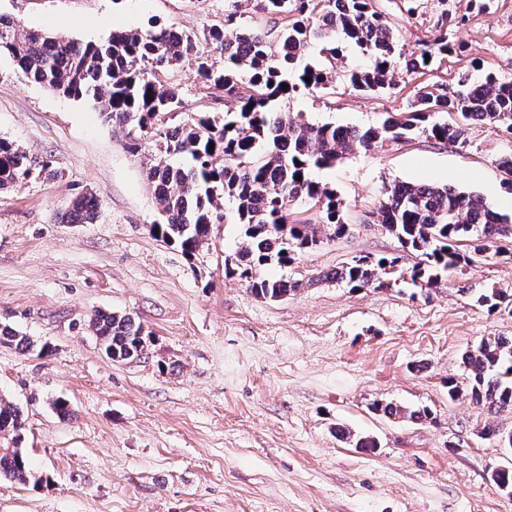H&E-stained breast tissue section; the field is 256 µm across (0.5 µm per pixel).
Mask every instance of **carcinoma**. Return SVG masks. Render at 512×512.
Returning a JSON list of instances; mask_svg holds the SVG:
<instances>
[{
    "instance_id": "cac0c4a2",
    "label": "carcinoma",
    "mask_w": 512,
    "mask_h": 512,
    "mask_svg": "<svg viewBox=\"0 0 512 512\" xmlns=\"http://www.w3.org/2000/svg\"><path fill=\"white\" fill-rule=\"evenodd\" d=\"M258 9L271 26H244L237 11L224 13V25L199 36L157 21L141 30L114 31L100 44L25 30L0 13V55L9 56L14 71L52 92L92 103L104 120L124 133L133 155L150 152L147 177L154 188L160 219L153 231L181 252L194 256L208 240L214 224H240L243 242L225 271L265 300L282 298L299 283L263 277L267 266L286 267L295 255L317 246L322 231H348L342 203L328 187L311 177L315 169L336 165L358 150L383 140L399 141L421 133L439 143H464L469 126L488 123L512 130V80L488 75L479 85L434 94L418 93L406 112L388 117L378 127L354 128L296 122L273 103L297 95L325 94L336 82L335 53L317 65H299L315 41H330L340 32L374 63L349 76L351 87L369 93L394 86L393 59L401 55L394 28L374 9L372 0H259ZM448 53V34L441 31L406 60V69H430L436 55ZM195 62L202 87L224 102V118L216 120L185 111L180 88L158 79L162 71L184 59ZM310 81H305L304 77ZM287 88H282V85ZM437 112L457 115L452 123L432 121ZM214 148H209V144ZM48 167L12 142L0 138V190L27 182L38 168ZM232 202L231 212L224 201ZM308 200L321 223L295 217L293 205ZM381 224L400 244L421 256L409 278L412 284L435 285L442 274L467 265L471 256L454 242L468 239L473 253L486 252L499 240H512V218L472 193L446 184L395 182L380 202ZM97 200L88 192L69 213L72 224H91ZM398 258L359 257L317 280L352 288L379 287V273L397 267ZM490 311L512 304V296L493 289L476 299ZM93 328L114 361L143 352V327L117 313L98 314ZM0 343L26 350L30 339L0 327ZM462 362L471 399L496 410L512 409V339L489 337ZM375 410L421 421L426 409L404 410L390 404ZM19 408L0 398V480L26 483L34 478L22 448Z\"/></svg>"
}]
</instances>
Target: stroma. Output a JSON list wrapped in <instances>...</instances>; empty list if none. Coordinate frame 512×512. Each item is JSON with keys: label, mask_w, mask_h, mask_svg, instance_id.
I'll return each mask as SVG.
<instances>
[{"label": "stroma", "mask_w": 512, "mask_h": 512, "mask_svg": "<svg viewBox=\"0 0 512 512\" xmlns=\"http://www.w3.org/2000/svg\"><path fill=\"white\" fill-rule=\"evenodd\" d=\"M229 0H0L28 30L97 42L148 20L190 33L223 25ZM405 54L421 49L440 18L451 51L426 73L395 59L394 89L353 90L344 76L369 55L336 39L333 94L279 102L296 121L369 127L407 111L418 91L456 90L494 74L512 80V0H374ZM187 112L220 118L193 63L167 71ZM0 137L49 167L0 191V324L30 337L0 344V397L24 419L23 447L38 483L0 481V512H512L494 482L512 469V412L448 395L462 356L493 336L512 338V311L476 302L512 292V243L503 241L420 288L383 275L377 288L316 282L354 258L419 261L380 223L392 182L440 183L474 193L512 216L498 165L512 132L471 125L465 145L425 135L383 141L314 171L344 205L348 231L300 253L268 277L299 282L283 299L257 298L226 277L242 240L216 224L194 257L151 229L157 202L122 133L90 103L16 75L0 57ZM93 193L99 217L72 224L77 197ZM140 322L143 357L113 361L91 329L100 313ZM68 401L59 415L55 399ZM392 403L428 409L422 421L378 412ZM496 426L500 440L480 436ZM376 439L355 448L343 432Z\"/></svg>", "instance_id": "stroma-1"}]
</instances>
